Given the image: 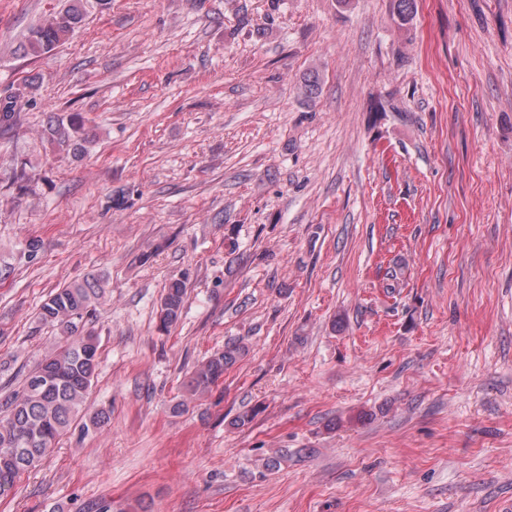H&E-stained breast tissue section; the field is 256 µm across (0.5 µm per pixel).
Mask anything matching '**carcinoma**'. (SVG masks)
I'll list each match as a JSON object with an SVG mask.
<instances>
[{
  "mask_svg": "<svg viewBox=\"0 0 512 512\" xmlns=\"http://www.w3.org/2000/svg\"><path fill=\"white\" fill-rule=\"evenodd\" d=\"M416 0H393V14L400 24L412 21ZM85 0H65L63 7L44 23L32 28L19 45L23 56L40 58L53 52L69 38L85 18ZM24 88L0 98V127L10 131L18 125L24 103L31 102ZM49 140L63 154L79 158L93 142L83 120L77 114L48 117ZM41 249L40 240L31 238L8 259L0 260V281L8 278L15 264L28 260ZM107 282L101 276L89 275L57 289L41 304L38 317L59 327L60 345L47 352L26 376L21 390L5 400L0 412V495L8 493L17 480L38 466L60 439L78 422L83 427L100 428L110 420L104 409L94 412L84 423L86 402L97 377L100 341L85 330L84 318L106 296ZM186 288L180 280L168 285L161 299L159 323L163 330L181 318ZM247 352L240 340L224 343V351L199 365L185 383L192 397L209 392L223 375Z\"/></svg>",
  "mask_w": 512,
  "mask_h": 512,
  "instance_id": "cac0c4a2",
  "label": "carcinoma"
}]
</instances>
